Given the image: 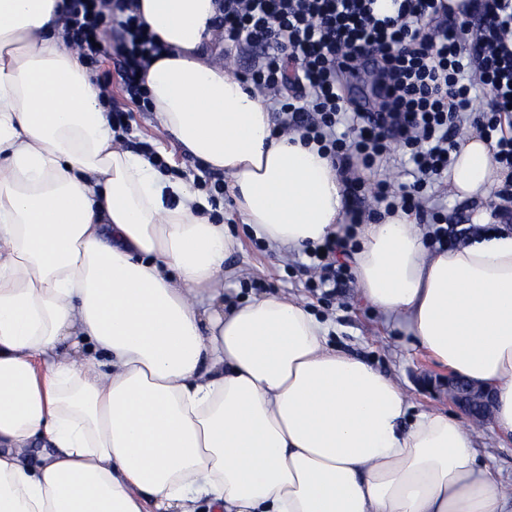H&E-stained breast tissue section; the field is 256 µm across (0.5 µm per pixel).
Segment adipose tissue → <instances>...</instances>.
I'll return each instance as SVG.
<instances>
[{
  "instance_id": "obj_1",
  "label": "adipose tissue",
  "mask_w": 512,
  "mask_h": 512,
  "mask_svg": "<svg viewBox=\"0 0 512 512\" xmlns=\"http://www.w3.org/2000/svg\"><path fill=\"white\" fill-rule=\"evenodd\" d=\"M135 2L161 46L155 118L229 177L241 224L287 252L343 234L332 160L274 135L261 95L210 63L215 0ZM62 6L0 0V512H512L461 419L414 411L302 301L225 294L237 238L119 146ZM504 178L469 131L449 194L487 205ZM352 230L362 296L491 387L512 438V230L445 251L402 210Z\"/></svg>"
}]
</instances>
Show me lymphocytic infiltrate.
<instances>
[{
    "label": "lymphocytic infiltrate",
    "instance_id": "1",
    "mask_svg": "<svg viewBox=\"0 0 512 512\" xmlns=\"http://www.w3.org/2000/svg\"><path fill=\"white\" fill-rule=\"evenodd\" d=\"M218 0L215 23L226 52L258 50L244 80L270 100L276 133L299 132L337 163L346 191L361 203L373 198L386 210L403 207L428 218L432 244L454 246L447 227L434 222L425 190L452 165L458 139L475 127L493 159L512 171V136L502 118L512 112V0ZM134 0H66L64 36L81 59L94 64L97 42L118 25L115 66L132 102L148 99L140 74L160 46L139 20ZM379 62L385 103L376 111L350 107L338 73ZM296 84L299 93L283 97ZM484 97L488 109L474 114ZM404 149L409 182L381 179L366 187L359 168L389 165L392 148Z\"/></svg>",
    "mask_w": 512,
    "mask_h": 512
}]
</instances>
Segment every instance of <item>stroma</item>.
Segmentation results:
<instances>
[{
	"mask_svg": "<svg viewBox=\"0 0 512 512\" xmlns=\"http://www.w3.org/2000/svg\"><path fill=\"white\" fill-rule=\"evenodd\" d=\"M91 82L110 81V104L129 115L124 135L131 150L144 147L161 153L168 163L169 177L182 180L191 189L208 193L211 175L192 157L183 154L175 141L162 132L154 113L141 110L124 94L111 58H103L90 70ZM217 222L231 225L240 245L224 261L229 275L224 279L226 293L251 295L283 293L308 304L317 315L331 320L336 326L332 341L337 348L356 355L387 374L397 378L414 404L421 409L455 412L447 395L424 386L423 377L447 376V369L417 349L406 327L380 315L364 300L355 278L338 282L333 299H324L320 289L311 283L305 253L282 254L261 244L245 225L235 217L231 193L219 198Z\"/></svg>",
	"mask_w": 512,
	"mask_h": 512,
	"instance_id": "1",
	"label": "stroma"
}]
</instances>
